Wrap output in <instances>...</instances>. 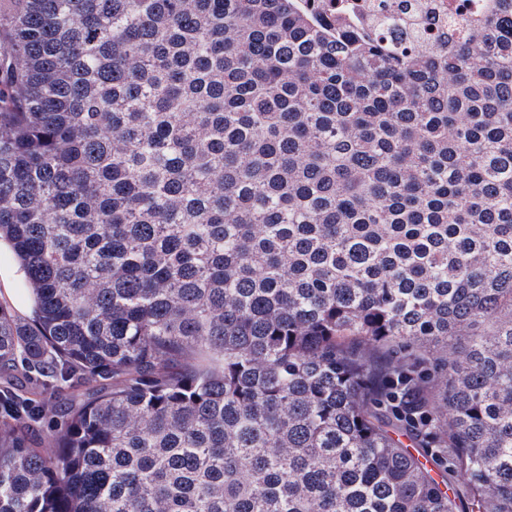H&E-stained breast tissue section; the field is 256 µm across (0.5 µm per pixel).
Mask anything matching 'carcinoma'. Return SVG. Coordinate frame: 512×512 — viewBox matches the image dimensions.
I'll list each match as a JSON object with an SVG mask.
<instances>
[{
  "label": "carcinoma",
  "instance_id": "cac0c4a2",
  "mask_svg": "<svg viewBox=\"0 0 512 512\" xmlns=\"http://www.w3.org/2000/svg\"><path fill=\"white\" fill-rule=\"evenodd\" d=\"M0 242V512H512V0H0ZM491 0H314L383 44L447 46L448 30ZM395 23H390V20Z\"/></svg>",
  "mask_w": 512,
  "mask_h": 512
}]
</instances>
